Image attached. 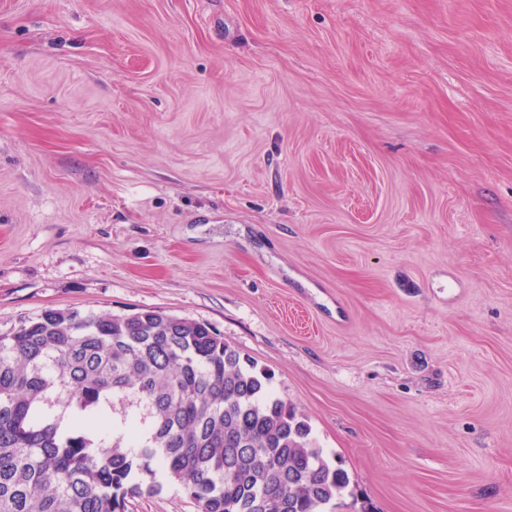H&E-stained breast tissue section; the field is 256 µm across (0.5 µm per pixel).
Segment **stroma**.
<instances>
[{
  "label": "stroma",
  "mask_w": 512,
  "mask_h": 512,
  "mask_svg": "<svg viewBox=\"0 0 512 512\" xmlns=\"http://www.w3.org/2000/svg\"><path fill=\"white\" fill-rule=\"evenodd\" d=\"M48 307L210 324L337 512H512V0H0V332Z\"/></svg>",
  "instance_id": "35a3bbf8"
}]
</instances>
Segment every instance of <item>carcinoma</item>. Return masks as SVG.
Wrapping results in <instances>:
<instances>
[{"mask_svg": "<svg viewBox=\"0 0 512 512\" xmlns=\"http://www.w3.org/2000/svg\"><path fill=\"white\" fill-rule=\"evenodd\" d=\"M159 472L198 512H328L350 482L205 323L44 308L0 333V512H125Z\"/></svg>", "mask_w": 512, "mask_h": 512, "instance_id": "1", "label": "carcinoma"}]
</instances>
